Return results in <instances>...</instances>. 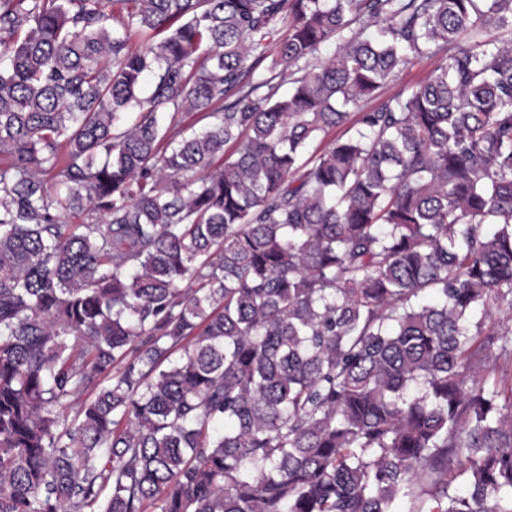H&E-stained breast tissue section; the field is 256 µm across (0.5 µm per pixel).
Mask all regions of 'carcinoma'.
I'll return each mask as SVG.
<instances>
[{"instance_id":"cac0c4a2","label":"carcinoma","mask_w":512,"mask_h":512,"mask_svg":"<svg viewBox=\"0 0 512 512\" xmlns=\"http://www.w3.org/2000/svg\"><path fill=\"white\" fill-rule=\"evenodd\" d=\"M0 156V512H512V0H0ZM438 64L436 58L424 57L414 61L407 69L399 74L398 87L411 85L424 79Z\"/></svg>"}]
</instances>
